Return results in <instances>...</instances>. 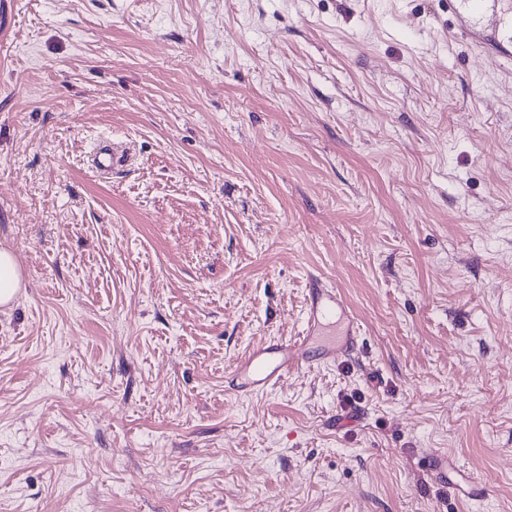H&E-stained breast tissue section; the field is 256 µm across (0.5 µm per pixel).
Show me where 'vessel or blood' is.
<instances>
[{
  "mask_svg": "<svg viewBox=\"0 0 512 512\" xmlns=\"http://www.w3.org/2000/svg\"><path fill=\"white\" fill-rule=\"evenodd\" d=\"M346 312V303L337 290L326 287L320 279L311 280L307 327H316L321 320ZM307 341V336L303 335L292 343H269L254 349L240 371L243 387L251 391H264L288 373L310 365L313 358L308 351ZM357 342L356 329H348L344 340L332 344L322 353L321 358L323 361L331 362L350 356L356 349Z\"/></svg>",
  "mask_w": 512,
  "mask_h": 512,
  "instance_id": "obj_1",
  "label": "vessel or blood"
}]
</instances>
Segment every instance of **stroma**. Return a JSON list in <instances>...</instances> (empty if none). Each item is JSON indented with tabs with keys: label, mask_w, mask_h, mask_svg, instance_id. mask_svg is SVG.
Segmentation results:
<instances>
[{
	"label": "stroma",
	"mask_w": 512,
	"mask_h": 512,
	"mask_svg": "<svg viewBox=\"0 0 512 512\" xmlns=\"http://www.w3.org/2000/svg\"><path fill=\"white\" fill-rule=\"evenodd\" d=\"M0 244V512H512V0H0ZM25 288V275L15 254L6 245H0V307H11ZM307 307L306 331L303 336L293 343H269L254 349L240 371L241 387L250 391H264L288 373L306 367L314 360L331 362L340 357L350 356L354 352L358 333L348 314L346 303L337 290L327 288L320 279H311ZM337 313L348 320L346 337L338 343L335 340L319 358L314 359L307 348L311 330L321 320ZM426 468L438 480L448 483V471L455 469L464 475V471L456 461L448 459V455H432L426 459Z\"/></svg>",
	"instance_id": "obj_1"
}]
</instances>
